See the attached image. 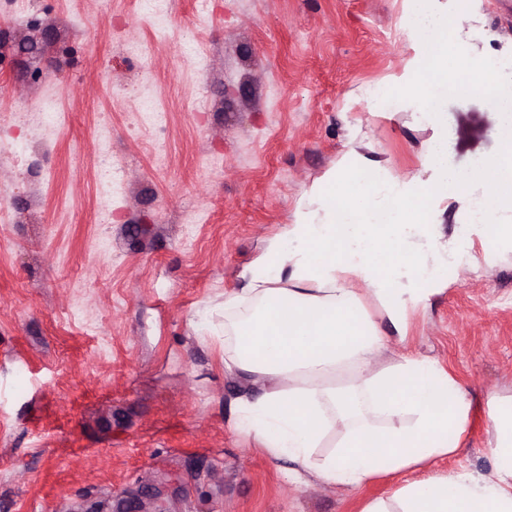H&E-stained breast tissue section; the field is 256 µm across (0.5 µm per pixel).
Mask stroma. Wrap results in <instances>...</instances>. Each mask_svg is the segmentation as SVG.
I'll use <instances>...</instances> for the list:
<instances>
[{"label": "stroma", "mask_w": 512, "mask_h": 512, "mask_svg": "<svg viewBox=\"0 0 512 512\" xmlns=\"http://www.w3.org/2000/svg\"><path fill=\"white\" fill-rule=\"evenodd\" d=\"M407 0H0V512H361L406 481L494 478L489 396L512 400V257L449 268L385 366L434 361L472 409L457 453L361 486L306 475L231 419L224 296L350 150L402 177L427 131L372 109L412 50ZM193 39L196 54L182 52ZM55 96L65 120L37 107ZM165 115L147 124L145 104ZM461 168L497 148L481 95L449 100ZM122 170L99 188L102 152Z\"/></svg>", "instance_id": "35a3bbf8"}]
</instances>
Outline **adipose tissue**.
<instances>
[{
	"mask_svg": "<svg viewBox=\"0 0 512 512\" xmlns=\"http://www.w3.org/2000/svg\"><path fill=\"white\" fill-rule=\"evenodd\" d=\"M408 28L418 74L403 98L430 132L418 171L395 177L354 153L351 165L305 189L283 240L264 257L269 277L249 276L248 313L224 325L225 367L267 378L242 400L236 429L277 457L327 482L358 486L457 452L448 427H462L471 402L434 362L405 355L380 367L389 338L362 300L370 295L398 336L408 309L441 288L448 266L493 265L512 252V55L470 23L463 0H411ZM486 94L497 113L496 153L456 168L448 158V98ZM463 220L449 239L438 224L450 205ZM481 253H474V242ZM496 409L494 480L471 474L409 482L362 512H512V412ZM341 438L324 463L312 451L329 428Z\"/></svg>",
	"mask_w": 512,
	"mask_h": 512,
	"instance_id": "adipose-tissue-1",
	"label": "adipose tissue"
}]
</instances>
